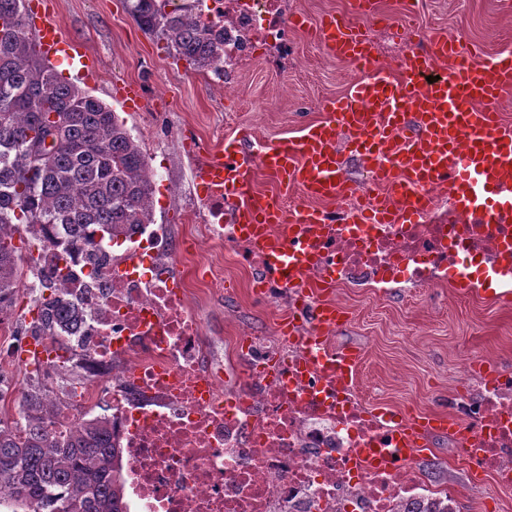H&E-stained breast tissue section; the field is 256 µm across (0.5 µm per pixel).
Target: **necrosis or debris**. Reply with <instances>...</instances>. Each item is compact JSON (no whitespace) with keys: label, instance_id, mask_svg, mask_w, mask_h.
<instances>
[{"label":"necrosis or debris","instance_id":"1","mask_svg":"<svg viewBox=\"0 0 512 512\" xmlns=\"http://www.w3.org/2000/svg\"><path fill=\"white\" fill-rule=\"evenodd\" d=\"M195 6L224 31V70L217 82L257 60L295 62L288 37L297 11L289 0H176ZM415 221L357 224L371 206L359 186L336 200L315 241L303 278L337 288L479 290L512 281V219L484 223L460 207L451 185L426 191ZM207 222L195 241L205 254L192 278L173 276L180 259L151 224L112 241L90 233L68 249L42 239L36 268L64 270L58 286L88 311L67 343L87 366L70 407H50L54 429L107 408L122 450L134 512H458L454 488L426 479L419 452H402L395 418L371 410L358 385L338 386L336 349L309 350L280 321L235 335V388L213 360L191 296L224 294V268L207 256L225 250L251 270L265 304L292 312L305 300L270 270L266 255L226 217L223 194L206 196ZM452 446L512 505V372L467 374L448 397Z\"/></svg>","mask_w":512,"mask_h":512}]
</instances>
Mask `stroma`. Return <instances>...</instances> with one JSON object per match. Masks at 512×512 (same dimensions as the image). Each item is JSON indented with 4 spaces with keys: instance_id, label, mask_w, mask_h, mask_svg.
I'll return each instance as SVG.
<instances>
[{
    "instance_id": "35a3bbf8",
    "label": "stroma",
    "mask_w": 512,
    "mask_h": 512,
    "mask_svg": "<svg viewBox=\"0 0 512 512\" xmlns=\"http://www.w3.org/2000/svg\"><path fill=\"white\" fill-rule=\"evenodd\" d=\"M64 34L76 42L97 70L82 90L112 110H120L109 89L114 81L143 85L146 104L121 112L156 169L153 221L171 228L177 242L195 238L204 223V188L193 174L195 160L185 150L193 140L204 155L222 154L248 137L252 148L298 137L305 125L323 118L326 100L344 94L353 78L345 61L332 58L314 29L290 32L296 65L253 64L235 78L234 121H227L224 94L210 79L169 52L165 40L146 34L133 20L127 0H51ZM382 15L372 29L386 46L389 72L398 63L391 50L397 21L413 14L420 30L443 27L486 53L512 50V0H380ZM231 288L222 298L201 303L197 315L210 336L216 358L229 359L235 322L263 330L275 311L250 291L248 276L224 266ZM335 299L347 322L337 328L340 348L361 352L357 384L375 408L408 416L444 413L448 394L459 387L463 368L485 351L496 353L499 368H512V307L471 297L462 288H391L382 295L343 288ZM427 460L438 462L440 482L459 491L461 512H475L483 483L457 461L441 431L429 435Z\"/></svg>"
}]
</instances>
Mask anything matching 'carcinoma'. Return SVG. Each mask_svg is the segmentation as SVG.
<instances>
[{
  "mask_svg": "<svg viewBox=\"0 0 512 512\" xmlns=\"http://www.w3.org/2000/svg\"><path fill=\"white\" fill-rule=\"evenodd\" d=\"M169 0H135L142 29L161 36L200 71L224 62V33ZM57 115L59 122L50 120ZM53 137L45 148L46 137ZM49 150L41 161L37 155ZM146 155L110 107L79 89L42 58L27 23V0H0V306L19 289L14 235L21 226H61L71 245L94 228L115 240L151 223L153 181ZM33 300L28 332L60 337L86 318L83 304L47 283ZM50 397L36 380L22 391L18 416L0 417V512H128L122 450L106 417L56 433L42 417Z\"/></svg>",
  "mask_w": 512,
  "mask_h": 512,
  "instance_id": "1",
  "label": "carcinoma"
}]
</instances>
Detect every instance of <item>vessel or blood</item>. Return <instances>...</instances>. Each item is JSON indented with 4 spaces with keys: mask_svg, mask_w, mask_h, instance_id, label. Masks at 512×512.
I'll return each mask as SVG.
<instances>
[{
    "mask_svg": "<svg viewBox=\"0 0 512 512\" xmlns=\"http://www.w3.org/2000/svg\"><path fill=\"white\" fill-rule=\"evenodd\" d=\"M29 21L47 60L90 73L89 59L64 35L47 0H33ZM314 26L329 55L373 66L374 71L344 96L328 100L326 118L306 126L297 139L265 146L259 153L264 170L285 188L335 200L344 187L337 142L345 134L384 187L376 205L360 214L359 223L417 218L425 204L424 190L442 182L452 183L459 204L481 211L486 222L496 223L512 211V124L502 121L497 111L500 97L512 89V52L481 57L438 31L392 77L376 70L365 32L346 16L328 13ZM437 60L443 62V71L431 83L427 73ZM112 90L127 108L140 110V85L117 82ZM249 174L250 159L234 144L225 155L200 159L194 168L196 181L206 189L225 191L232 223L266 254L275 274L284 283H294L311 250L303 228L318 227L328 218L310 206L287 208L279 198L252 190ZM318 291L325 301L312 312V328L305 337L309 347L321 345L344 321L339 308L326 301L331 288L322 285ZM360 357L355 349L339 351V381H355ZM447 427V418L426 415L405 422L403 438L413 446L422 432Z\"/></svg>",
    "mask_w": 512,
    "mask_h": 512,
    "instance_id": "1",
    "label": "vessel or blood"
}]
</instances>
